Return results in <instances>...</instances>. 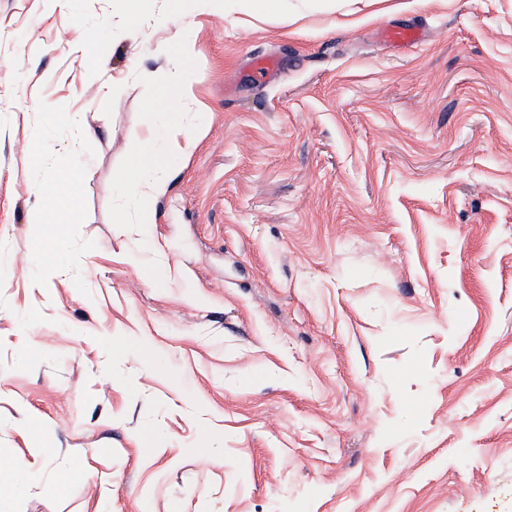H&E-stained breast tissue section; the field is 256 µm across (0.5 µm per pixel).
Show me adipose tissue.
Returning a JSON list of instances; mask_svg holds the SVG:
<instances>
[{
  "mask_svg": "<svg viewBox=\"0 0 512 512\" xmlns=\"http://www.w3.org/2000/svg\"><path fill=\"white\" fill-rule=\"evenodd\" d=\"M192 84L186 77H179L174 90L166 93L160 104L148 107L147 129L134 132L133 140L139 144L138 151L129 159L125 169L117 176L116 185L123 196L133 201L141 211V221L153 223L152 206L165 193L171 172V157L176 151H190L199 141L196 126L175 122L184 99L190 97ZM168 120V145L159 147L154 133L161 120ZM79 179L55 182L52 194L55 198L54 214L39 212L38 221L60 228L75 223L79 215Z\"/></svg>",
  "mask_w": 512,
  "mask_h": 512,
  "instance_id": "1",
  "label": "adipose tissue"
}]
</instances>
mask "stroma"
Segmentation results:
<instances>
[{
	"label": "stroma",
	"instance_id": "stroma-1",
	"mask_svg": "<svg viewBox=\"0 0 512 512\" xmlns=\"http://www.w3.org/2000/svg\"><path fill=\"white\" fill-rule=\"evenodd\" d=\"M178 6L0 0L13 512H512V0ZM186 38L202 139L141 226L114 177ZM63 112L87 154L35 159ZM73 170L53 244L30 216ZM385 40L406 46H417L423 42L422 34L417 26L390 27L382 32ZM79 193L80 176L54 182L55 214L50 218L45 211L38 210L36 224H51L59 230L66 224L75 223L79 215Z\"/></svg>",
	"mask_w": 512,
	"mask_h": 512
}]
</instances>
